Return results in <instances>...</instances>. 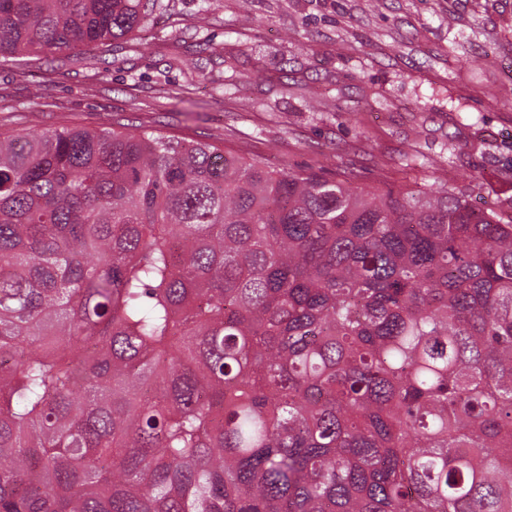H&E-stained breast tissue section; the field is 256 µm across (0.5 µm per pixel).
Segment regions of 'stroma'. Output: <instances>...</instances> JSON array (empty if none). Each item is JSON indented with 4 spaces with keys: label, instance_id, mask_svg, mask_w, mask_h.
Segmentation results:
<instances>
[{
    "label": "stroma",
    "instance_id": "35a3bbf8",
    "mask_svg": "<svg viewBox=\"0 0 512 512\" xmlns=\"http://www.w3.org/2000/svg\"><path fill=\"white\" fill-rule=\"evenodd\" d=\"M202 5L159 0L124 39L0 63V132L157 129L286 171L512 197V0Z\"/></svg>",
    "mask_w": 512,
    "mask_h": 512
}]
</instances>
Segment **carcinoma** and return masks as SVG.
<instances>
[{"label": "carcinoma", "instance_id": "1", "mask_svg": "<svg viewBox=\"0 0 512 512\" xmlns=\"http://www.w3.org/2000/svg\"><path fill=\"white\" fill-rule=\"evenodd\" d=\"M145 16L0 0V52ZM0 512H512V198L0 136Z\"/></svg>", "mask_w": 512, "mask_h": 512}]
</instances>
